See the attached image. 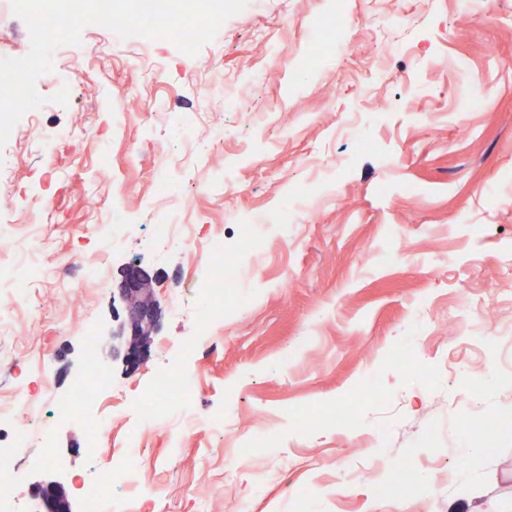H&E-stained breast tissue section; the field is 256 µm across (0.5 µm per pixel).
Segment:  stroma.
I'll use <instances>...</instances> for the list:
<instances>
[{"label":"stroma","mask_w":512,"mask_h":512,"mask_svg":"<svg viewBox=\"0 0 512 512\" xmlns=\"http://www.w3.org/2000/svg\"><path fill=\"white\" fill-rule=\"evenodd\" d=\"M407 8L411 25L387 29ZM334 13L339 49L318 34ZM29 49L26 23L0 0V57ZM53 58L79 71L38 78L46 102L19 124L43 137L0 148L12 218L0 223V279L32 291L8 315L0 363L27 373L42 407L27 483L57 476L83 512L81 483L96 474L88 431L59 411L89 377L91 326L105 338L104 447L122 453L131 404L157 373L181 366L192 384L141 433L142 475L159 491L142 512H167V499L177 512L512 504V0H248L193 57L90 24ZM224 78L261 125L211 110L204 87ZM64 87L68 106L51 103ZM134 94L139 111H124ZM60 129L69 138H52ZM164 196L195 250L153 242ZM45 203L54 225L38 232ZM245 221L261 248L242 249ZM216 239L236 251L239 280L210 331L216 351L192 355L181 347L201 308L191 279L212 275L199 256ZM134 261L161 316L131 368L110 337ZM38 265L66 268V282L36 278ZM401 349L413 362L394 364ZM340 411L360 429L338 425ZM193 415L236 433L201 425L171 440ZM241 435L257 444L239 461Z\"/></svg>","instance_id":"stroma-1"}]
</instances>
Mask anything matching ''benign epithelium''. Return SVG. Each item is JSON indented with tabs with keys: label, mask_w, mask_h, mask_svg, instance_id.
Wrapping results in <instances>:
<instances>
[{
	"label": "benign epithelium",
	"mask_w": 512,
	"mask_h": 512,
	"mask_svg": "<svg viewBox=\"0 0 512 512\" xmlns=\"http://www.w3.org/2000/svg\"><path fill=\"white\" fill-rule=\"evenodd\" d=\"M152 278L136 264L123 269L118 292L125 305L126 320L119 336L124 338L123 359L130 365L138 364L145 355V347L154 327L159 322L160 308L151 291ZM35 492L41 500L43 512H71L63 485L56 481L36 484Z\"/></svg>",
	"instance_id": "obj_1"
}]
</instances>
